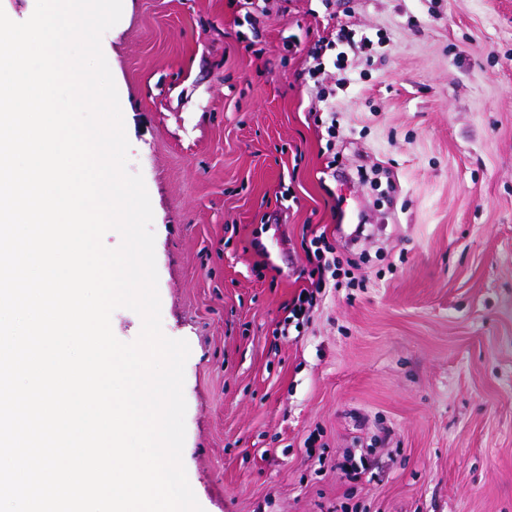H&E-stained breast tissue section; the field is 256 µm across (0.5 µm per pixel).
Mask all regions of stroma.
<instances>
[{
    "mask_svg": "<svg viewBox=\"0 0 512 512\" xmlns=\"http://www.w3.org/2000/svg\"><path fill=\"white\" fill-rule=\"evenodd\" d=\"M102 50L203 512H512V0H124ZM313 244H315V249H308L307 251L308 262L314 265V267L309 271V278H312L314 275H316L317 279L314 280L312 278L313 281L311 282V286L303 288L299 294L293 298L291 303H288V305L284 307V313L286 315L281 321L283 328L280 330V333L282 336L288 332L289 323L297 320L296 324H299L300 317L304 318L310 309L314 307L317 301L316 295L320 292V288H325L329 273L332 280L335 281L336 277L334 286L339 287L340 285V282L337 279L339 276L337 271L340 270V262L336 256L329 258L325 254H335V249L325 241L323 234L316 236L315 239L311 241V247ZM319 244H321V246H318ZM310 253L314 258V261ZM309 288L315 289L310 290Z\"/></svg>",
    "mask_w": 512,
    "mask_h": 512,
    "instance_id": "stroma-1",
    "label": "stroma"
}]
</instances>
